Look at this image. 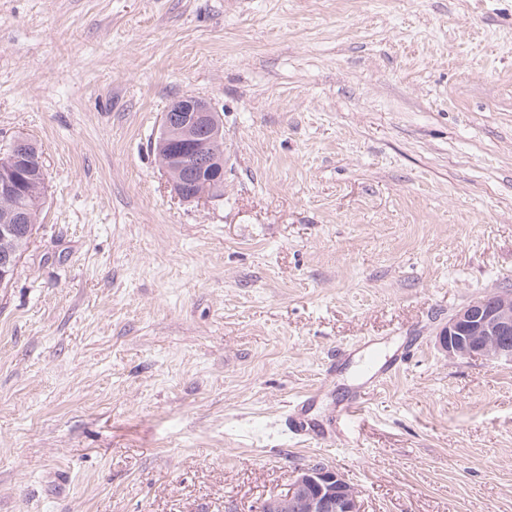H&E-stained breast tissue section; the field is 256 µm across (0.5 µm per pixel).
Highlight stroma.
<instances>
[{
    "label": "stroma",
    "instance_id": "35a3bbf8",
    "mask_svg": "<svg viewBox=\"0 0 512 512\" xmlns=\"http://www.w3.org/2000/svg\"><path fill=\"white\" fill-rule=\"evenodd\" d=\"M186 96L222 196L153 151ZM20 137L47 191L0 286V512H258L317 463L364 512H512V364L438 341L512 286V0H0ZM410 333L343 444L282 434ZM169 112H176L175 125L169 122ZM160 133L156 153L174 193L185 201L212 194L224 181V157L217 153L223 141L218 113L202 99L191 96L176 99L163 117ZM173 141L182 143V149L164 150L175 147L170 143ZM188 159L197 162L184 172ZM188 183L195 189L187 191ZM315 392H304L290 405L289 414L287 411L284 433L294 438H311L309 430L297 417V412L314 398Z\"/></svg>",
    "mask_w": 512,
    "mask_h": 512
}]
</instances>
